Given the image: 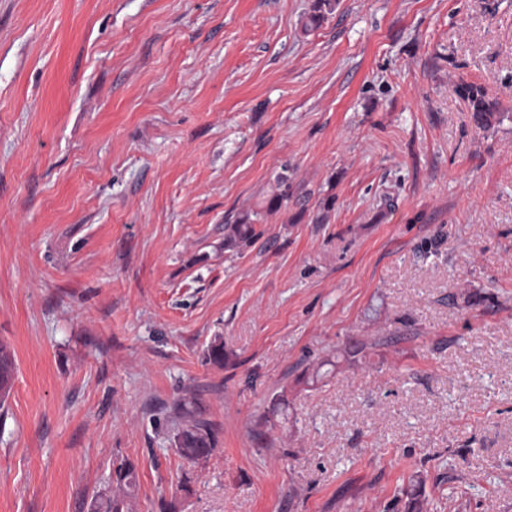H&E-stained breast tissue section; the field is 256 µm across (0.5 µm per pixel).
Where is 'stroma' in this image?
Returning <instances> with one entry per match:
<instances>
[{
	"instance_id": "1",
	"label": "stroma",
	"mask_w": 512,
	"mask_h": 512,
	"mask_svg": "<svg viewBox=\"0 0 512 512\" xmlns=\"http://www.w3.org/2000/svg\"><path fill=\"white\" fill-rule=\"evenodd\" d=\"M315 3L0 0V512H512V0ZM458 94L468 100L473 112L474 120L481 129H489L493 120H498L495 112V105L486 100V94L482 87L474 84H461ZM500 122V119L498 120ZM250 215L241 217L236 224L224 227V247L229 249L242 248L251 245L258 234ZM15 370V361L8 345L0 343V398L7 397L10 392ZM184 424L175 437L178 454L190 463L206 461L213 453L217 437L212 424L202 418L198 408L189 410L185 404L177 406ZM115 480L117 484L123 489L122 496H113L112 499H107L106 502L100 503L97 508H105L104 512H130L131 499L134 496L135 488L137 486V475L135 468L131 463H127L115 472Z\"/></svg>"
}]
</instances>
